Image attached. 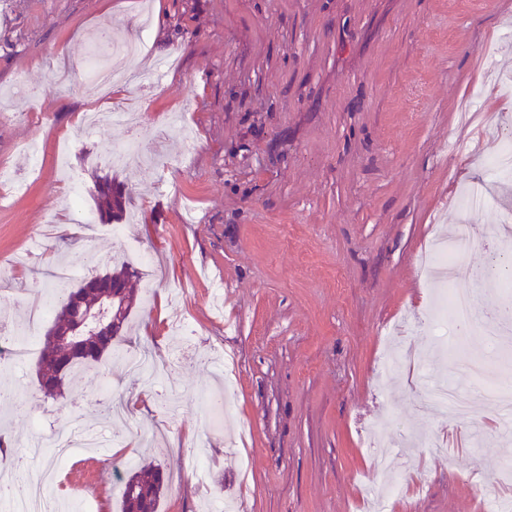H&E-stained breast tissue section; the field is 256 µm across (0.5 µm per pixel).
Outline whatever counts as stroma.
<instances>
[{"label": "stroma", "instance_id": "obj_1", "mask_svg": "<svg viewBox=\"0 0 512 512\" xmlns=\"http://www.w3.org/2000/svg\"><path fill=\"white\" fill-rule=\"evenodd\" d=\"M144 17L146 48L130 69L150 83L105 99L50 89L103 26L130 36ZM488 42L493 69L512 76V0H0V93L20 71L45 92L37 106L0 110V168L28 182L0 207V269L12 282L0 324L27 320L22 297L47 287L17 263L35 237L33 266L83 278L152 255L117 347L148 349L181 395L176 414L164 412L160 387L116 365L47 400L34 361L0 366V386L21 390L15 411L0 409V481L24 463L48 467L27 458L30 444L79 423L102 446L69 461L55 496H80L89 512H118L119 476L148 462L169 477L161 512H367L379 452L407 483L426 484L390 500L392 512H486L496 467L512 460L504 416L480 408L488 440L472 446L469 424L416 411L410 371L379 367L402 310L431 298L416 259L438 227L464 219L496 238L500 207H512V185L481 209L451 204L484 176L498 131H512V96L476 66ZM95 108L142 113L153 157L112 165L128 134L85 129ZM34 137L36 172L23 149ZM66 140L87 208L93 175L123 183L124 236L76 224L58 157ZM175 318L195 329V353L169 372ZM401 340L426 351L430 379L475 387L426 331L404 327ZM219 392L223 410L204 419V396ZM198 457L205 486L189 470Z\"/></svg>", "mask_w": 512, "mask_h": 512}]
</instances>
